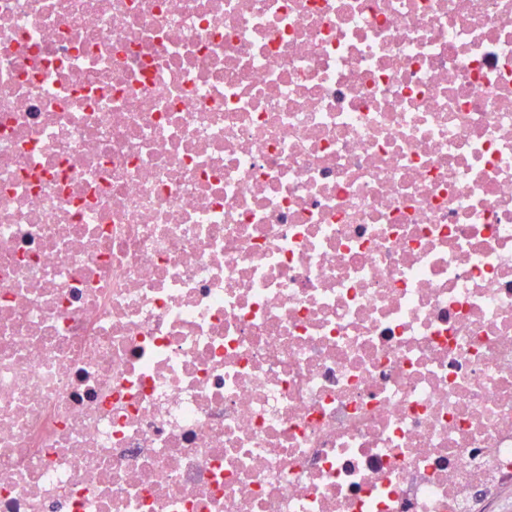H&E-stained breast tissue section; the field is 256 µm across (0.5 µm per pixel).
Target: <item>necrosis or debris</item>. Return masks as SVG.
I'll use <instances>...</instances> for the list:
<instances>
[{"label":"necrosis or debris","mask_w":512,"mask_h":512,"mask_svg":"<svg viewBox=\"0 0 512 512\" xmlns=\"http://www.w3.org/2000/svg\"><path fill=\"white\" fill-rule=\"evenodd\" d=\"M512 0H0V512H497Z\"/></svg>","instance_id":"1"}]
</instances>
